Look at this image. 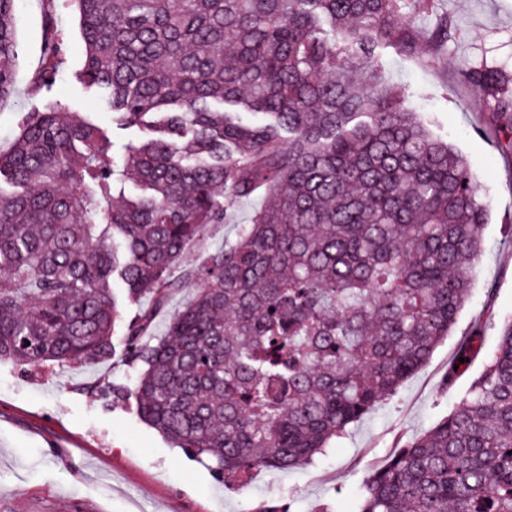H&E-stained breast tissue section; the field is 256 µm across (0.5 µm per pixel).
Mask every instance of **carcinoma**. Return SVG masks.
<instances>
[{
    "label": "carcinoma",
    "mask_w": 512,
    "mask_h": 512,
    "mask_svg": "<svg viewBox=\"0 0 512 512\" xmlns=\"http://www.w3.org/2000/svg\"><path fill=\"white\" fill-rule=\"evenodd\" d=\"M409 1L430 4L75 0L79 79L112 123L149 136L118 155L58 104L20 114L0 146V182L20 188L0 195V361L97 363L137 306L124 325L136 376L112 393L240 487L257 468L312 463L395 395L466 305L487 219L467 161L372 64L382 40L413 48ZM15 2L0 0V103L17 91ZM47 25L31 97L65 69ZM511 83L468 76L512 152ZM257 193L266 203L185 270L202 287L150 335L187 245ZM484 343L478 322L444 389ZM353 510L512 512L511 318L457 406L371 470Z\"/></svg>",
    "instance_id": "cac0c4a2"
}]
</instances>
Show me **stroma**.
<instances>
[{
    "label": "stroma",
    "mask_w": 512,
    "mask_h": 512,
    "mask_svg": "<svg viewBox=\"0 0 512 512\" xmlns=\"http://www.w3.org/2000/svg\"><path fill=\"white\" fill-rule=\"evenodd\" d=\"M53 11L68 53L61 83L37 97L27 94L41 64L46 11ZM417 35L416 51L378 45L384 81L401 88L430 133L448 141L467 160L489 209L484 252L474 273L470 304L455 329L397 394L337 439L311 465L295 470L260 468L242 488L225 486L202 462L171 447L141 422L134 400L113 397L127 383L124 336L112 338L111 359L93 366L72 364L52 372L21 371L0 363V512H259L262 505L288 503L292 512H350L367 475L397 442L433 427L495 349L498 322L512 318V154L488 105L464 76L497 69L512 77V0H434L426 12L406 9ZM447 23L446 43L435 41ZM18 94L0 104V143L17 131V115L61 104L107 128L116 147L141 139L138 129L112 123L98 95L78 79L85 59L79 13L71 0H16ZM262 204L236 203L224 223L212 225L190 245L176 271L197 263L221 245L233 225L248 222ZM490 319L480 359L462 373L454 389L442 380L459 341L482 319Z\"/></svg>",
    "instance_id": "1"
}]
</instances>
